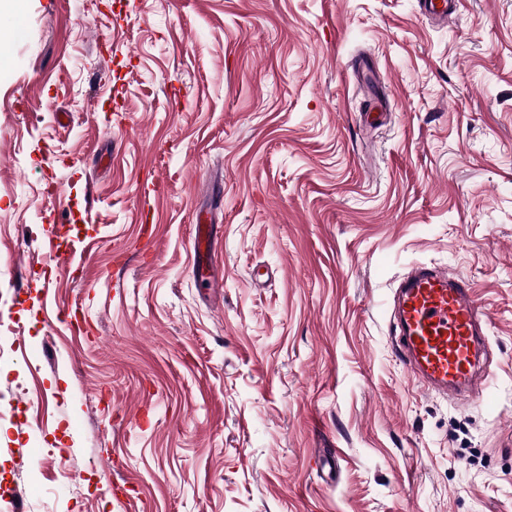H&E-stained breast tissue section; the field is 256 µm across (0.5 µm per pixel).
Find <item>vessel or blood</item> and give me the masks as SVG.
<instances>
[{"label":"vessel or blood","instance_id":"vessel-or-blood-1","mask_svg":"<svg viewBox=\"0 0 512 512\" xmlns=\"http://www.w3.org/2000/svg\"><path fill=\"white\" fill-rule=\"evenodd\" d=\"M397 345L424 387L474 396L487 376L489 317L468 280L420 264L395 291Z\"/></svg>","mask_w":512,"mask_h":512}]
</instances>
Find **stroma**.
I'll use <instances>...</instances> for the list:
<instances>
[{"label":"stroma","instance_id":"1","mask_svg":"<svg viewBox=\"0 0 512 512\" xmlns=\"http://www.w3.org/2000/svg\"><path fill=\"white\" fill-rule=\"evenodd\" d=\"M0 38V512H512V0H21ZM416 264L489 312L482 396L401 362Z\"/></svg>","mask_w":512,"mask_h":512}]
</instances>
